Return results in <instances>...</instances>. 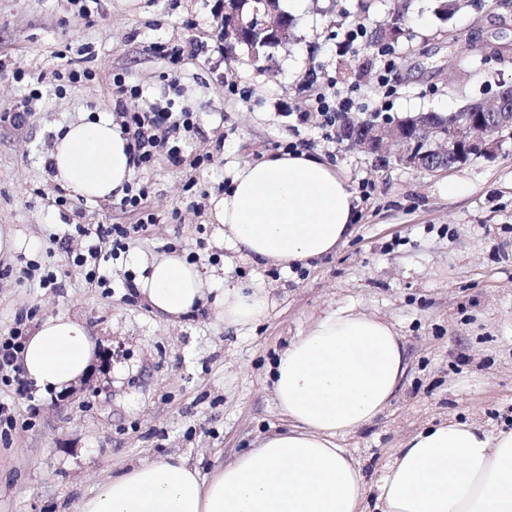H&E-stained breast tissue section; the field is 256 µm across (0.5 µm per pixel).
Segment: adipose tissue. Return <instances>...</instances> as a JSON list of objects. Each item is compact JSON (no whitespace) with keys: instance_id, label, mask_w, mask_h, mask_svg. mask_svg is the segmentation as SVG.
I'll list each match as a JSON object with an SVG mask.
<instances>
[{"instance_id":"obj_1","label":"adipose tissue","mask_w":512,"mask_h":512,"mask_svg":"<svg viewBox=\"0 0 512 512\" xmlns=\"http://www.w3.org/2000/svg\"><path fill=\"white\" fill-rule=\"evenodd\" d=\"M54 179L87 200L119 197L130 181L128 145L106 115L69 123L49 155ZM213 216L227 247L256 265L290 269L332 253L352 235L356 199L325 160L285 153L236 166ZM136 287L159 318L197 308L211 283L178 253L139 257ZM258 290L224 288L229 326L265 311ZM100 352L92 330L48 317L28 336L18 364L44 391L85 377ZM405 343L389 321L340 308L288 345L271 388L286 429L264 437L209 480L182 458L145 461L105 479L80 512H512V430L471 422L427 425L407 438L368 505L361 465L336 444L390 405L406 374Z\"/></svg>"}]
</instances>
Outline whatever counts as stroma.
<instances>
[{
  "mask_svg": "<svg viewBox=\"0 0 512 512\" xmlns=\"http://www.w3.org/2000/svg\"><path fill=\"white\" fill-rule=\"evenodd\" d=\"M216 2L82 0L86 23L75 21L72 0H0V113L30 89L42 94L24 126L0 122V225L37 239L38 261L61 282L33 288L16 275L0 279V333L22 310L38 321L65 315L90 326L102 351L69 391H37L34 411L0 384V403L19 414L0 440V512H78L109 476L168 456L210 478L286 426L269 370L297 336L342 307L394 323L407 346V372L390 407L338 441L360 461L369 495L396 450L427 422L512 429V141L494 158L421 173L345 146L314 109L317 95L335 88L351 92V113L360 117L396 120L493 102L512 83V13L489 0H460L446 16L440 0H409L387 73L373 35L398 0H308L288 44L257 64L244 49L221 50L209 23ZM358 27L362 37L344 46ZM193 42L202 52L177 69L155 51L159 43ZM19 61L31 69L21 81L13 76ZM70 67L95 77L59 83L55 72ZM118 75L141 87L142 98L118 95ZM230 83L244 96L226 95ZM146 97L194 112L198 132L187 150L213 160L197 170L163 161L133 174L148 188L140 210L117 198H73L86 224L153 218L107 263V285L95 288L50 239L65 219L47 205L56 188L47 156L65 124L133 112ZM299 141L359 193L354 232L302 271L255 267L217 239L211 200L223 196L235 164ZM453 178L472 193L449 198ZM171 245L226 284L262 289L265 314L247 327L226 326L210 293L193 314L158 319L127 281L140 274L135 256Z\"/></svg>",
  "mask_w": 512,
  "mask_h": 512,
  "instance_id": "stroma-1",
  "label": "stroma"
}]
</instances>
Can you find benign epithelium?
Returning a JSON list of instances; mask_svg holds the SVG:
<instances>
[{"label": "benign epithelium", "instance_id": "obj_1", "mask_svg": "<svg viewBox=\"0 0 512 512\" xmlns=\"http://www.w3.org/2000/svg\"><path fill=\"white\" fill-rule=\"evenodd\" d=\"M243 7L244 0H224V10L215 18L224 47L241 46L256 63L264 59L259 49L291 39L292 24L287 19L258 21L248 17ZM340 138L376 158L388 157L389 147L397 143L402 150L396 161L426 173L460 167L477 158H493L512 140V85L502 87L490 104L472 103L446 115L418 112L401 121L355 118L344 125Z\"/></svg>", "mask_w": 512, "mask_h": 512}]
</instances>
